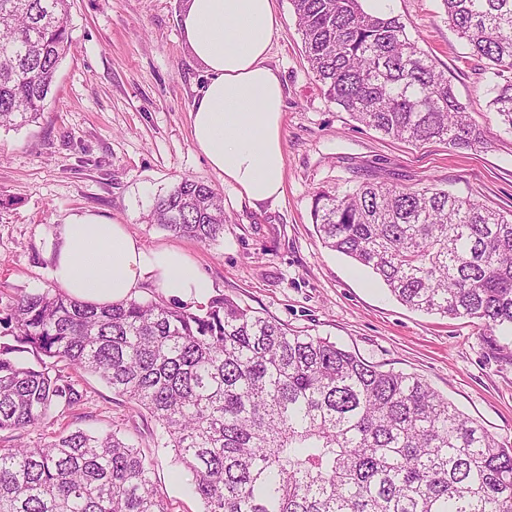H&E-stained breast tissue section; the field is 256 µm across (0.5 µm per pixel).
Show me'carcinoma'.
Wrapping results in <instances>:
<instances>
[{"label": "carcinoma", "instance_id": "1", "mask_svg": "<svg viewBox=\"0 0 512 512\" xmlns=\"http://www.w3.org/2000/svg\"><path fill=\"white\" fill-rule=\"evenodd\" d=\"M327 99L381 134L460 150L486 144L445 72L399 18L361 0H290ZM497 78L491 111L512 128V0H442ZM69 0H0V128L38 119L71 48ZM324 246L368 268L401 304L512 329V214L436 187L319 189ZM146 222L203 244L226 216L183 178ZM65 363V368L58 363ZM147 411L203 512H512V445L414 374L224 296L192 312L131 300L82 304L35 290L0 310V432L85 401L76 373ZM151 464L117 431L62 430L0 448V512H170Z\"/></svg>", "mask_w": 512, "mask_h": 512}]
</instances>
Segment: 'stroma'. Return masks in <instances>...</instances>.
<instances>
[{
    "label": "stroma",
    "instance_id": "stroma-1",
    "mask_svg": "<svg viewBox=\"0 0 512 512\" xmlns=\"http://www.w3.org/2000/svg\"><path fill=\"white\" fill-rule=\"evenodd\" d=\"M184 0H71L72 46L38 122L0 130V300L53 287L57 225L93 212L128 226L148 248L183 250L212 293L257 314L336 342L365 363L413 373L501 442L512 444V362L495 351L511 331L408 309L368 269L325 248L311 221L319 188L369 179L402 188L432 184L512 212V131L488 108L495 78L472 57L441 0H390L458 99L486 130L477 150L421 147L384 137L330 102L302 52L289 0L269 63L283 81L282 197L260 207L240 198L191 139L189 112L206 81L182 37ZM184 178L224 198V235L205 245L146 223L152 198ZM75 426L120 431L153 465L172 512H200L171 449L147 413L97 377L81 383Z\"/></svg>",
    "mask_w": 512,
    "mask_h": 512
}]
</instances>
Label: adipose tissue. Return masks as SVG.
Instances as JSON below:
<instances>
[{"mask_svg":"<svg viewBox=\"0 0 512 512\" xmlns=\"http://www.w3.org/2000/svg\"><path fill=\"white\" fill-rule=\"evenodd\" d=\"M281 19L273 0H186L182 35L207 79L190 111L196 149L251 206L284 192V88L268 63ZM51 277L71 297L105 306L145 282L199 304L211 284L175 247L149 249L127 225L82 214L59 225Z\"/></svg>","mask_w":512,"mask_h":512,"instance_id":"obj_1","label":"adipose tissue"}]
</instances>
